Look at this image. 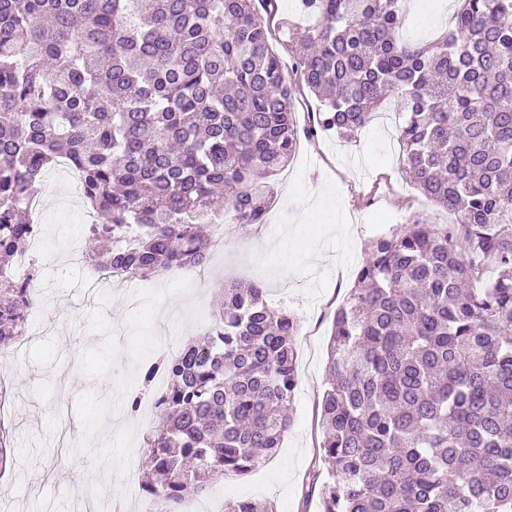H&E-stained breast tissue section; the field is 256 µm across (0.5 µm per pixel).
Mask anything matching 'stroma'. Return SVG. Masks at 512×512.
Instances as JSON below:
<instances>
[{
	"mask_svg": "<svg viewBox=\"0 0 512 512\" xmlns=\"http://www.w3.org/2000/svg\"><path fill=\"white\" fill-rule=\"evenodd\" d=\"M450 0H406L404 41H428L448 27ZM393 104L354 142L326 133L301 141L261 224L214 231L202 268L136 280L91 293L84 253L89 223L55 169L44 175L46 206L37 250L40 302L23 343L0 349L8 397L0 424L13 437L0 473V512H142L146 426L130 416L127 393L154 351L184 346L208 321L228 282H262L268 304L294 312L298 384L293 425L276 455L245 476H225L202 493L214 512L233 498L272 504L275 512H320L307 496L327 480L317 414L326 383L334 314L352 287L369 241L395 232L411 214L430 224L456 223L406 180Z\"/></svg>",
	"mask_w": 512,
	"mask_h": 512,
	"instance_id": "stroma-1",
	"label": "stroma"
}]
</instances>
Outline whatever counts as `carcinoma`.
<instances>
[{
	"mask_svg": "<svg viewBox=\"0 0 512 512\" xmlns=\"http://www.w3.org/2000/svg\"><path fill=\"white\" fill-rule=\"evenodd\" d=\"M404 0H0V348L34 278L12 268L28 202L78 172L88 264L148 279L203 265L208 214L263 223L301 139L354 140L391 97L406 180L453 212L373 239L328 344L320 512H512V0H455L430 43L396 37ZM277 25L286 65L267 45ZM320 102L297 125L294 93ZM493 264L496 279H482ZM297 318L263 284H230L209 327L141 366L158 374L143 490L176 512L281 447L297 387ZM224 512H273L239 498Z\"/></svg>",
	"mask_w": 512,
	"mask_h": 512,
	"instance_id": "obj_1",
	"label": "carcinoma"
}]
</instances>
